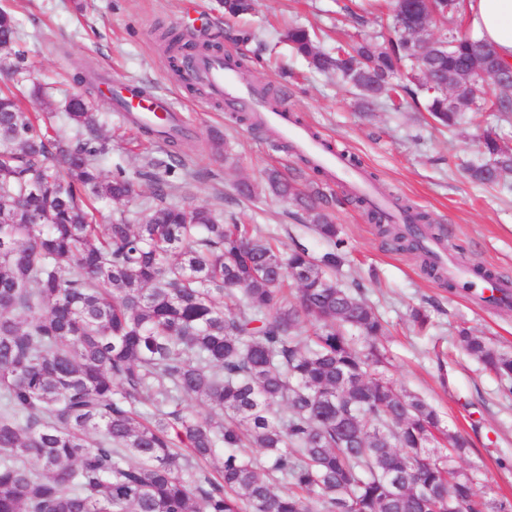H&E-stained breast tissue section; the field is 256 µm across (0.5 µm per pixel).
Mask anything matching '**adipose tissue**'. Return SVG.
<instances>
[{
  "instance_id": "adipose-tissue-1",
  "label": "adipose tissue",
  "mask_w": 512,
  "mask_h": 512,
  "mask_svg": "<svg viewBox=\"0 0 512 512\" xmlns=\"http://www.w3.org/2000/svg\"><path fill=\"white\" fill-rule=\"evenodd\" d=\"M461 7L474 36L512 62V0H463Z\"/></svg>"
}]
</instances>
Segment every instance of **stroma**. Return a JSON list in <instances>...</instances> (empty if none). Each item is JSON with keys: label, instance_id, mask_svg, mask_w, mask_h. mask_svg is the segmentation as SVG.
Returning <instances> with one entry per match:
<instances>
[{"label": "stroma", "instance_id": "stroma-1", "mask_svg": "<svg viewBox=\"0 0 512 512\" xmlns=\"http://www.w3.org/2000/svg\"><path fill=\"white\" fill-rule=\"evenodd\" d=\"M361 0H257L256 11L228 21L216 0H0L15 14L33 67L20 77L29 111L64 113L78 90L76 72L100 80H133L169 97L189 132L179 140L183 162L173 200L203 205L224 222L258 226L281 251L305 245L319 254L325 241L310 231L305 210L272 195L269 172H279L306 193L323 194V206L347 242L346 261L336 272L345 287L360 285L388 327L391 374L408 393L427 400L452 433L469 440L455 467L478 472V488L491 500L512 501V385L484 369L458 345L456 329L466 325L512 353V305H490L477 295L449 289L429 278L417 258L390 246L351 203L347 186L327 181L292 150L274 146L267 127L238 122L220 103L188 92L170 71L156 38L160 28L220 43L225 53L259 60L255 83L283 90L288 109L324 140L355 157L357 167L382 196L429 214L443 228L444 246L460 265L480 266L512 281V194L473 183L465 168L480 161L477 139L486 126L512 143V121L466 113L451 131L434 128L427 113L363 111L348 85L312 72L279 41L291 24L320 29L329 49L354 31L388 39L385 14H364L360 24L342 15ZM103 133L111 153L104 170L122 167L134 181L130 201L102 205L100 223L123 211L137 217L151 197L140 178L146 157L141 132L97 95ZM253 185L252 198L239 195ZM426 306L432 325L418 331L410 311Z\"/></svg>", "mask_w": 512, "mask_h": 512}]
</instances>
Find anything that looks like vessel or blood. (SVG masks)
Segmentation results:
<instances>
[{
    "instance_id": "b4317fda",
    "label": "vessel or blood",
    "mask_w": 512,
    "mask_h": 512,
    "mask_svg": "<svg viewBox=\"0 0 512 512\" xmlns=\"http://www.w3.org/2000/svg\"><path fill=\"white\" fill-rule=\"evenodd\" d=\"M184 80L202 88L208 98L222 102L225 111L244 108L262 113L264 121L274 126L281 137L292 141L335 181L356 183L355 171L345 167L335 154L325 151L320 141L311 138L305 127L293 121L288 109L271 108L261 89L241 81L236 70L227 65L223 55H194L185 63ZM105 93L111 98L115 111L124 117L145 121L161 118L172 130L185 126L182 116L169 100L157 93L130 83L107 86Z\"/></svg>"
}]
</instances>
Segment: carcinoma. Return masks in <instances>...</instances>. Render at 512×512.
<instances>
[{"instance_id": "cac0c4a2", "label": "carcinoma", "mask_w": 512, "mask_h": 512, "mask_svg": "<svg viewBox=\"0 0 512 512\" xmlns=\"http://www.w3.org/2000/svg\"><path fill=\"white\" fill-rule=\"evenodd\" d=\"M221 4L227 18L255 9ZM388 9L391 28L404 17L411 32L384 45L364 37L325 53L301 26L281 40L366 108L412 103L446 128L471 107L512 116V94L490 87L507 62L449 26L456 0H435L432 17L421 0ZM159 41L177 77L183 52H220L169 31ZM2 48L16 59L12 74L26 69L16 20L0 8ZM460 86L463 106L449 100ZM88 94L68 101L58 125L0 90V512H512L452 466L468 441L436 447L440 414L390 377L379 314L360 286L329 275L344 242L319 194L298 201L333 248L284 255L257 230L167 202L182 166L169 137L165 158L141 173L152 203L139 222L99 224V203L134 188L101 165L109 138ZM481 144L489 160L470 165V178L511 193L512 148L491 129ZM35 172L43 184L33 194ZM268 184L296 195L277 174ZM353 202L444 277L425 243L436 239L427 214L404 206L410 223L393 224L367 199ZM457 342L512 378V355L485 337L462 327ZM191 399L207 413L189 410Z\"/></svg>"}]
</instances>
